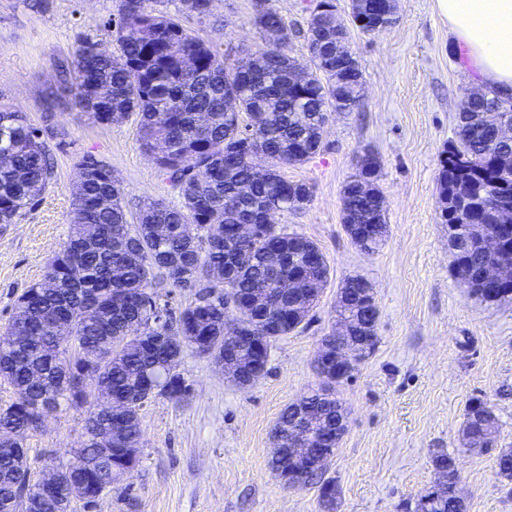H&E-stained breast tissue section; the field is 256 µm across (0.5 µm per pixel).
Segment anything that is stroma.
Returning a JSON list of instances; mask_svg holds the SVG:
<instances>
[{
	"instance_id": "obj_1",
	"label": "stroma",
	"mask_w": 512,
	"mask_h": 512,
	"mask_svg": "<svg viewBox=\"0 0 512 512\" xmlns=\"http://www.w3.org/2000/svg\"><path fill=\"white\" fill-rule=\"evenodd\" d=\"M268 4L288 25L293 55L307 60L312 0ZM396 5L398 21L388 30L350 32L363 73L361 106L332 113L321 152L282 169L312 196L274 221L315 242L330 271L307 326L274 343L266 375L246 389L225 379L211 357L186 349L178 370L189 397L159 398L144 409L128 487L102 495L98 512H321L316 485L286 488L270 469L272 429L288 405L319 387L315 356L336 324L338 289L356 276L371 284L379 321L374 352L336 387L349 429L324 475L336 482L338 512H403L437 486L432 458L440 450L455 459L465 512H512V489L494 455L466 451L461 435L465 407L479 398L496 410L500 446L512 448V301L481 304L454 278L437 189L439 161L472 84L436 0ZM117 8V0H0V107L26 113L54 162L39 204L0 227V332L68 238L84 155L111 166L129 212L149 200L178 201L142 150L136 118L101 125L74 105L76 41L88 37L112 50L108 21ZM254 13L255 0H216L210 21L186 26L243 58L264 44ZM367 151L380 161L388 224L384 243L369 253L342 223L343 187ZM85 418L64 406L28 435L34 474L69 462Z\"/></svg>"
}]
</instances>
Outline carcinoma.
<instances>
[{
    "label": "carcinoma",
    "instance_id": "cac0c4a2",
    "mask_svg": "<svg viewBox=\"0 0 512 512\" xmlns=\"http://www.w3.org/2000/svg\"><path fill=\"white\" fill-rule=\"evenodd\" d=\"M214 0H178L175 13L152 7L151 0H119L117 18L109 19L115 49L107 52L87 37L74 50V105L94 123L138 118L139 138L158 170L175 187L178 203L152 200L133 218L123 204L124 188L105 161L85 156L78 163L79 182L68 240L49 259L43 281L19 297L24 316L13 319L0 345V380L14 399L0 408V512H68L69 485L84 480L91 495L112 491L131 472L125 456L138 453L121 443L102 451L110 401L120 405L129 429L141 430V411L157 397L182 401L191 385L176 371L187 348L204 345L206 355L224 375L248 369L250 354L224 364L225 329L236 322L246 333L272 345L308 323L317 296L329 278L319 247L294 232L264 224L245 243L233 225L255 223L266 209L286 212L303 207L310 187L288 180L284 165L303 163L323 147L328 113L358 108L362 72L348 44L336 41L332 0L311 11L305 38L311 41L310 64L290 53L283 17L256 0L254 22L264 34L281 33L232 66L217 48L189 32L181 17L207 20ZM382 0H353L357 28L375 34L373 19ZM298 71L302 81H289ZM233 99L237 109L227 111ZM251 123L242 130L241 114ZM512 126V95L496 92L470 96L458 116L457 140L440 160L437 178L440 216L448 240L464 236L469 224L512 236V141L496 136ZM378 161L360 156L357 171L343 188L342 221L371 225L367 239L351 236L364 250L384 241V198L377 186ZM54 177L41 130L25 113L0 108V225L23 219L41 200ZM197 230L188 235L186 226ZM234 275L224 277L226 259ZM493 263L502 282L478 286L472 269ZM82 275L76 279L73 270ZM456 279L481 302L512 300V251L490 252L474 239L453 259ZM192 293L175 313L156 291L161 281ZM360 278L343 282L336 302L339 319L366 323L357 298ZM69 334L58 336L57 328ZM92 364L98 388L76 392L70 377ZM83 408L84 440L73 460L56 468L55 496L46 498L19 459L27 433L61 404ZM317 422V430L336 426L347 413L333 392L319 388L297 400ZM480 433L479 414L465 409L462 436L472 446ZM438 475L454 473V457L439 452L432 459ZM500 477L512 482V449L497 455ZM322 512H336V483L320 486ZM416 512H463L447 485L444 506Z\"/></svg>",
    "mask_w": 512,
    "mask_h": 512
}]
</instances>
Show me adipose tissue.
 <instances>
[{"label":"adipose tissue","instance_id":"obj_1","mask_svg":"<svg viewBox=\"0 0 512 512\" xmlns=\"http://www.w3.org/2000/svg\"><path fill=\"white\" fill-rule=\"evenodd\" d=\"M436 6L465 53L473 84L512 93V0H436Z\"/></svg>","mask_w":512,"mask_h":512}]
</instances>
